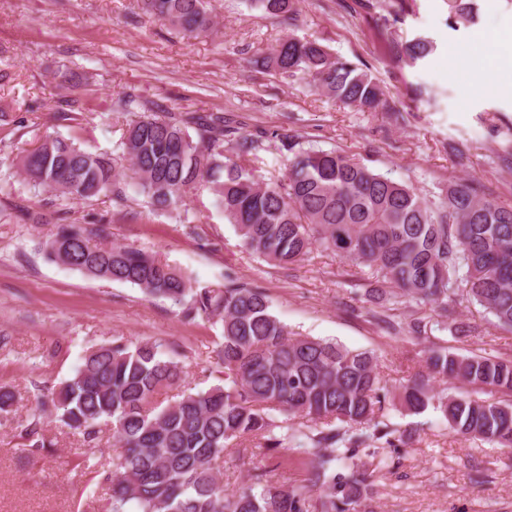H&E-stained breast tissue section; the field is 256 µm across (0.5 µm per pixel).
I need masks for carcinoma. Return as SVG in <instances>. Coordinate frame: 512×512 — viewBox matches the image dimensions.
<instances>
[{
    "mask_svg": "<svg viewBox=\"0 0 512 512\" xmlns=\"http://www.w3.org/2000/svg\"><path fill=\"white\" fill-rule=\"evenodd\" d=\"M252 4L288 21L298 13V0ZM144 6L185 31L211 29L205 0H144ZM448 9L454 20L471 22L477 4L448 0ZM401 50L417 60L432 47L418 38ZM253 65L270 66L360 112L393 110L369 71L316 40L289 36ZM111 111L127 125L116 156L52 137L22 158L28 184L76 200L110 191L121 201L125 180L154 211L174 209L208 187L242 244L268 263L295 265L318 245L373 271L384 284L366 290L373 301L406 297L451 314L461 290L512 329V207L482 196L475 180L459 179L431 199L339 150L307 147L266 129L241 134L231 114L159 115L132 94L112 101ZM262 151L288 157L284 177L255 179L251 162ZM42 250L52 263L169 300L185 320L222 325L217 366L224 378L206 391L185 390L159 403L162 391L185 381L184 368L156 342L116 340L86 350L52 399L55 417L90 449L101 425L112 426L121 451L106 474L110 512H374L362 446L383 439L393 447L412 435L383 420L388 392L372 353L291 333L257 285L197 288L166 258L93 244L76 224L60 226ZM448 379L463 392H435L433 383ZM485 391L512 394V361L432 349L426 370L402 387L398 403L408 414L431 405L452 432L511 453L512 400L479 397ZM46 412L40 401L19 424L30 452L45 448ZM247 437L266 455L298 450L308 459L303 483L284 486L257 468L249 485L224 490L216 463L231 442Z\"/></svg>",
    "mask_w": 512,
    "mask_h": 512,
    "instance_id": "obj_1",
    "label": "carcinoma"
}]
</instances>
